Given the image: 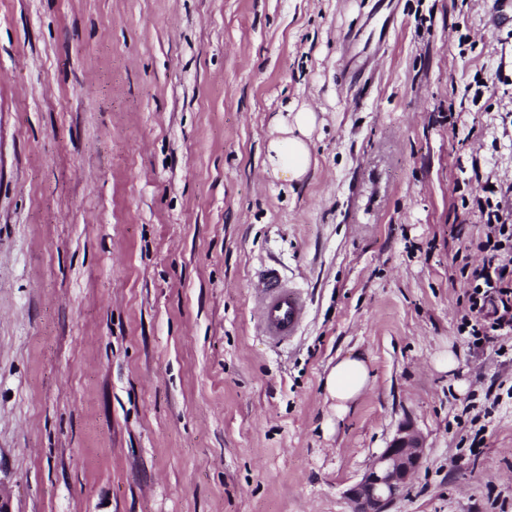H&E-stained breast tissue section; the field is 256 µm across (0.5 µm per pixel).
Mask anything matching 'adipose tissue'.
Returning a JSON list of instances; mask_svg holds the SVG:
<instances>
[{"label": "adipose tissue", "mask_w": 512, "mask_h": 512, "mask_svg": "<svg viewBox=\"0 0 512 512\" xmlns=\"http://www.w3.org/2000/svg\"><path fill=\"white\" fill-rule=\"evenodd\" d=\"M316 124L315 112L307 108L289 113L276 123L264 160L269 176L291 187L301 185L313 162L310 142ZM370 384V370L364 358H338L326 379V390L335 402L337 417H344Z\"/></svg>", "instance_id": "ef3b65f1"}]
</instances>
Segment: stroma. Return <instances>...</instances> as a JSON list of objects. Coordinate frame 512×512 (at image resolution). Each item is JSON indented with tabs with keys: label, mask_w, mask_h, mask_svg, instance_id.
Masks as SVG:
<instances>
[{
	"label": "stroma",
	"mask_w": 512,
	"mask_h": 512,
	"mask_svg": "<svg viewBox=\"0 0 512 512\" xmlns=\"http://www.w3.org/2000/svg\"><path fill=\"white\" fill-rule=\"evenodd\" d=\"M394 2L376 70L343 83L376 0H0L13 512H351L405 421L427 456L391 512H512V335L460 330L487 232L461 200L512 184V25ZM304 106L291 191L265 145ZM268 266L308 303L282 345ZM353 354L372 384L340 420L325 379ZM316 124L315 112L307 108L276 123L263 162L269 176L290 189L301 185L313 162L310 142Z\"/></svg>",
	"instance_id": "obj_1"
}]
</instances>
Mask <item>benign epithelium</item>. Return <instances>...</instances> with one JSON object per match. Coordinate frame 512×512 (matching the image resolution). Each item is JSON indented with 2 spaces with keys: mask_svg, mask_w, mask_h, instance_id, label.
I'll use <instances>...</instances> for the list:
<instances>
[{
  "mask_svg": "<svg viewBox=\"0 0 512 512\" xmlns=\"http://www.w3.org/2000/svg\"><path fill=\"white\" fill-rule=\"evenodd\" d=\"M424 458L422 435L410 422L399 425L387 448L347 490L352 512H390L391 506L422 467Z\"/></svg>",
  "mask_w": 512,
  "mask_h": 512,
  "instance_id": "obj_1",
  "label": "benign epithelium"
}]
</instances>
